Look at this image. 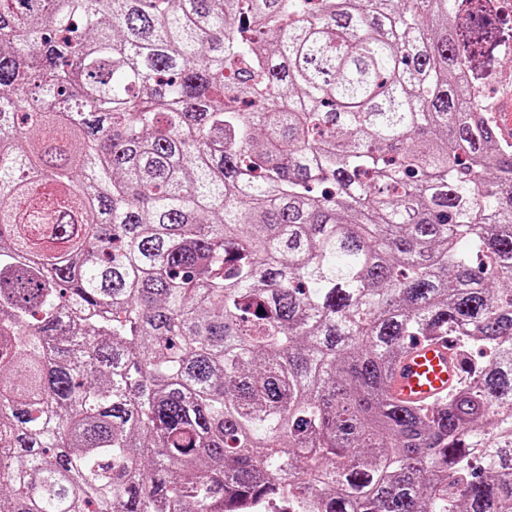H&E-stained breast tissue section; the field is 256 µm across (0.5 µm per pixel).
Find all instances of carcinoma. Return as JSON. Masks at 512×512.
<instances>
[{
    "label": "carcinoma",
    "mask_w": 512,
    "mask_h": 512,
    "mask_svg": "<svg viewBox=\"0 0 512 512\" xmlns=\"http://www.w3.org/2000/svg\"><path fill=\"white\" fill-rule=\"evenodd\" d=\"M454 9L0 0V512H512V146ZM441 331L481 359L391 404ZM462 359L450 336L409 343L387 376L390 401L401 408L436 403L461 381Z\"/></svg>",
    "instance_id": "cac0c4a2"
}]
</instances>
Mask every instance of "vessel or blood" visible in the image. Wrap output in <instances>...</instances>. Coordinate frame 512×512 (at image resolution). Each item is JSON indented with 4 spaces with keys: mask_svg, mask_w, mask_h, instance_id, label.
Returning a JSON list of instances; mask_svg holds the SVG:
<instances>
[{
    "mask_svg": "<svg viewBox=\"0 0 512 512\" xmlns=\"http://www.w3.org/2000/svg\"><path fill=\"white\" fill-rule=\"evenodd\" d=\"M462 357L452 337L409 343L387 376L386 392L401 408L436 403L462 379Z\"/></svg>",
    "mask_w": 512,
    "mask_h": 512,
    "instance_id": "obj_1",
    "label": "vessel or blood"
}]
</instances>
